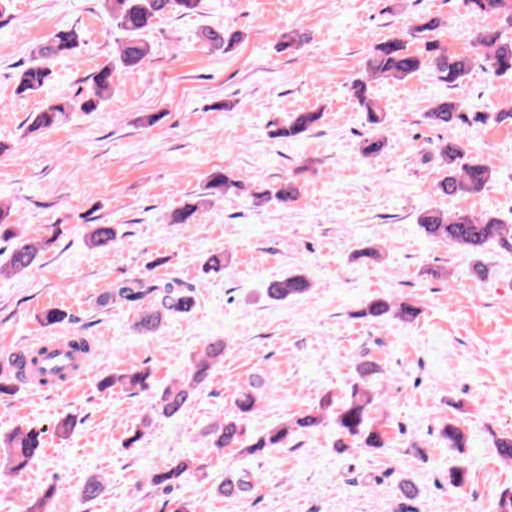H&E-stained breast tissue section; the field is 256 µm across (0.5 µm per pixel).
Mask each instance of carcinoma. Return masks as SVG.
I'll return each mask as SVG.
<instances>
[{"mask_svg": "<svg viewBox=\"0 0 512 512\" xmlns=\"http://www.w3.org/2000/svg\"><path fill=\"white\" fill-rule=\"evenodd\" d=\"M102 8L110 24L123 33V40L117 43L115 56L101 64L89 77L90 84L82 95L75 97L56 96L42 102L39 110L30 116L29 129L48 130L69 116L72 112L92 113L100 110L102 104L112 95L115 77L121 73L140 68L153 54V44L144 38L154 20L170 13L187 17L198 13L201 0H101ZM463 5L472 14H496L504 21L499 29H488L476 35L474 43L483 50V56L491 72L496 76L512 74V0H463ZM443 21L431 15L418 18L413 35L420 47L411 50L408 43L399 37L388 39L373 47L364 61V74L353 81L351 91L360 107L366 112L367 123L373 133L359 143L360 154L368 159L382 154L387 140L382 135L386 114L370 92V83L378 79L402 81L429 68L436 80L455 88L470 73L472 59L467 55L451 54L437 39ZM199 38L204 47L212 52L240 40L241 34L224 29L222 26L206 27ZM83 41L78 26H63L57 29L44 43L31 53L29 63L15 75L16 92L19 95H34L43 91L52 75L55 61L72 59ZM424 117L432 125L453 128L458 125L484 124L491 120L496 124L512 123V107L497 112H462V105L454 98L444 97L434 101ZM323 113L317 109L293 113L288 122L277 127L272 133L275 139L299 140L319 126ZM435 156L444 163L447 175L435 186L441 195H475L482 193L493 179L494 170L477 157H466V151L453 141H442L434 149ZM243 189L242 184L222 168L213 169L207 175L202 195L189 200L175 209L169 218L171 224H192L197 220L201 207L208 204L210 197H224L230 191ZM299 188L292 181L281 180L270 183L250 197L261 202H277L286 205L297 200ZM417 224L425 237L447 241L471 253L480 254L489 246L496 245L512 252V226L484 214L474 216L467 212H455L426 208L417 217ZM13 208L0 204V241L10 242L19 238L15 231ZM92 247L107 249L115 241V231L110 224H94L89 234ZM56 242L54 237H44L36 242L23 241L12 247L0 271L19 274L35 266L43 252ZM309 289L308 280L301 274H292L270 282L266 288L267 297L283 301L300 296ZM112 301L124 303L138 309L137 327L142 331L158 328L163 317L180 314L189 315L196 307L195 288L183 283L175 276L154 277L138 273L112 284ZM363 317L374 319L393 318L403 323H412L420 315L418 307L408 300L392 296L377 297L365 304L360 311ZM75 317L61 307L43 310L41 321L51 327ZM224 359V341L207 343L192 362L183 380L165 388L157 399L155 409L166 417L174 418L192 401L196 390L210 377L212 371ZM24 361L9 356L0 361V394L9 395L16 391V382L22 380ZM357 382L351 387L348 398L336 401L332 396L322 397L311 412L293 421L273 426L259 435L246 436L243 420L256 410L259 397L255 392L242 390L235 400L237 414L226 417L212 425L207 433L209 445L219 451L232 446L241 449L248 456L263 453L267 449L281 448L288 439L301 430L321 426L327 419H333L340 439L336 447H346L350 439L360 448L382 450L390 447L391 438L380 423L370 417L375 401L369 379L379 373L372 362H362L356 367ZM152 372L141 367H131L122 373L106 376L99 380L102 391L117 385L138 388L145 391L151 387ZM44 432L33 429L15 430L6 440L8 448L6 463L1 465L3 474H15L24 470L40 454ZM441 437L448 447L464 453L468 447L462 430L448 422L440 428ZM498 455L512 461V435L502 436L491 433ZM195 470L194 458L185 457L163 470L151 474L153 486L171 490L182 479ZM253 476L247 471L238 476L227 475L217 486V493L225 497L246 498L255 489ZM56 494L55 486L46 487L40 496L32 500L28 512H49L48 506Z\"/></svg>", "mask_w": 512, "mask_h": 512, "instance_id": "cac0c4a2", "label": "carcinoma"}]
</instances>
